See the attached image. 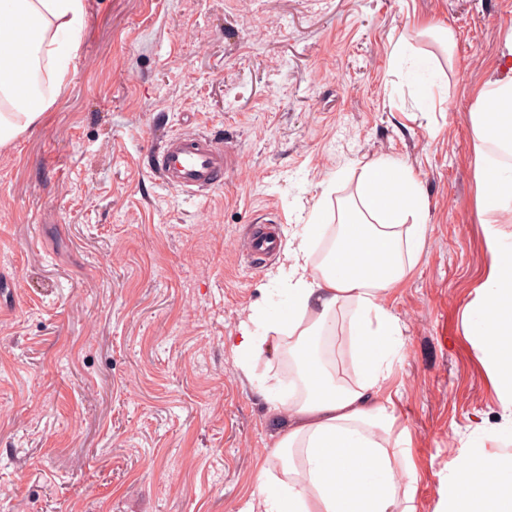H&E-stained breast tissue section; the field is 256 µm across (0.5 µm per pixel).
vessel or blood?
Here are the masks:
<instances>
[{"label": "vessel or blood", "mask_w": 512, "mask_h": 512, "mask_svg": "<svg viewBox=\"0 0 512 512\" xmlns=\"http://www.w3.org/2000/svg\"><path fill=\"white\" fill-rule=\"evenodd\" d=\"M229 157L222 143L198 132L165 136L154 154L153 168L163 182L186 194H197L223 181ZM283 246L277 222L253 225L243 250L253 268L267 265Z\"/></svg>", "instance_id": "obj_1"}]
</instances>
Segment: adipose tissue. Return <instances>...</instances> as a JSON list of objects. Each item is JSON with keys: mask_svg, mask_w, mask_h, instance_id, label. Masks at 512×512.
<instances>
[{"mask_svg": "<svg viewBox=\"0 0 512 512\" xmlns=\"http://www.w3.org/2000/svg\"><path fill=\"white\" fill-rule=\"evenodd\" d=\"M85 0H0V147L39 126L75 57L85 27ZM512 126V67L496 71L480 91L473 136L481 212L512 221V166L488 152L512 150L501 137ZM324 231L309 219L288 245L282 308L242 321L232 351L243 365L287 339L290 353L313 337L333 335L348 311L357 372L343 384L323 362L298 364L300 395L267 389L285 418L276 446L285 478L259 477L260 512H416L417 475L408 430H396L386 389L401 359L398 318L384 304L426 241L427 205L420 184L401 162L380 159L363 168L357 201L347 208L327 261L312 257Z\"/></svg>", "mask_w": 512, "mask_h": 512, "instance_id": "adipose-tissue-1", "label": "adipose tissue"}]
</instances>
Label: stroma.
<instances>
[{"mask_svg":"<svg viewBox=\"0 0 512 512\" xmlns=\"http://www.w3.org/2000/svg\"><path fill=\"white\" fill-rule=\"evenodd\" d=\"M410 23L454 33L451 56ZM512 0H86L82 44L41 126L0 149V512H250L283 424L245 375L241 320L274 308L284 255L242 241L323 224L362 168L393 159L427 198L425 248L387 306L403 361L416 512H437L451 460L497 409L462 320L512 222L477 203L472 108L504 63ZM222 142L198 195L152 171L166 134ZM282 246L283 240L278 224L269 220L252 226L243 242V251L248 256L251 266L254 269H261L282 249Z\"/></svg>","mask_w":512,"mask_h":512,"instance_id":"1","label":"stroma"}]
</instances>
